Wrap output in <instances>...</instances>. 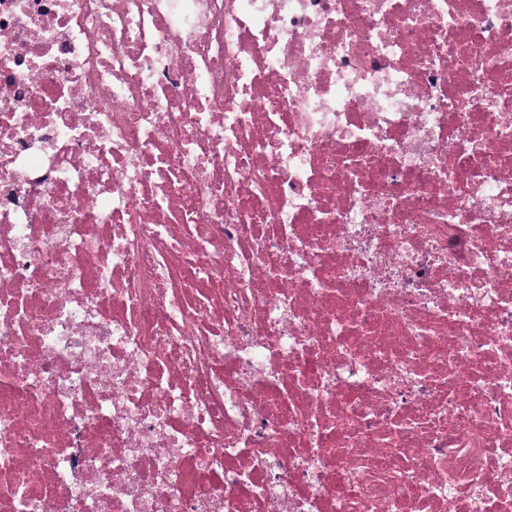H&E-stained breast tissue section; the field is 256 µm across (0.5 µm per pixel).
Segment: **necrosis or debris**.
I'll return each instance as SVG.
<instances>
[{"mask_svg":"<svg viewBox=\"0 0 512 512\" xmlns=\"http://www.w3.org/2000/svg\"><path fill=\"white\" fill-rule=\"evenodd\" d=\"M0 512H512V0H0Z\"/></svg>","mask_w":512,"mask_h":512,"instance_id":"4bbe7bcc","label":"necrosis or debris"}]
</instances>
